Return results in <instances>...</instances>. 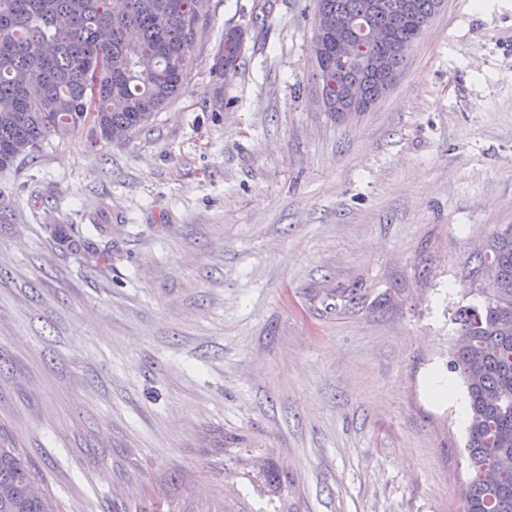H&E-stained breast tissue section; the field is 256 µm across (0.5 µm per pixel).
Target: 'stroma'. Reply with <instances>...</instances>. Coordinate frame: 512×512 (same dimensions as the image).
<instances>
[{"instance_id": "1", "label": "stroma", "mask_w": 512, "mask_h": 512, "mask_svg": "<svg viewBox=\"0 0 512 512\" xmlns=\"http://www.w3.org/2000/svg\"><path fill=\"white\" fill-rule=\"evenodd\" d=\"M315 4L211 0L143 130L0 171V426L59 512H224L215 429L296 512H462L467 423L429 380L512 224V0H444L367 112L324 109ZM248 458L237 456L235 465L247 462L251 464L252 470L244 472V478L250 483H262L269 491L279 499L281 510L279 512H293L294 510L288 506V482L284 478L283 473L276 463L269 457L263 455H254L252 450L243 448Z\"/></svg>"}]
</instances>
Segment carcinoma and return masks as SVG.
Returning a JSON list of instances; mask_svg holds the SVG:
<instances>
[{
    "instance_id": "cac0c4a2",
    "label": "carcinoma",
    "mask_w": 512,
    "mask_h": 512,
    "mask_svg": "<svg viewBox=\"0 0 512 512\" xmlns=\"http://www.w3.org/2000/svg\"><path fill=\"white\" fill-rule=\"evenodd\" d=\"M315 17L330 15L328 49L315 58L316 77L331 95L329 111H368L389 89L365 62L336 54V40L356 39L358 23L384 38L369 52L402 65L442 0H317ZM209 0H0V170L34 156L51 137L88 129L100 140H124L154 120L182 93ZM353 26L336 25L344 18ZM224 75L238 72L243 52L219 48ZM362 85L356 101L336 92ZM470 292L458 308L448 371L462 380L469 415L465 448L470 478L462 512H512V470L489 474L512 456V224H499L476 248ZM238 456L251 483H262L288 506V482L269 457ZM0 512H56L27 456L0 434Z\"/></svg>"
}]
</instances>
